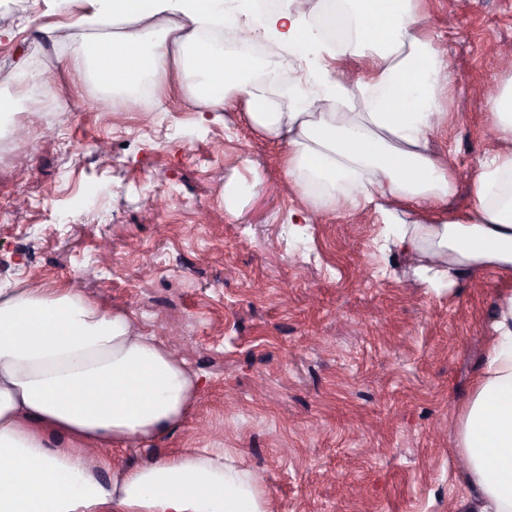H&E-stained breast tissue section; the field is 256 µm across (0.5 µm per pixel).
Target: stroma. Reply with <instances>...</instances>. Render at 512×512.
<instances>
[{
    "label": "stroma",
    "instance_id": "1",
    "mask_svg": "<svg viewBox=\"0 0 512 512\" xmlns=\"http://www.w3.org/2000/svg\"><path fill=\"white\" fill-rule=\"evenodd\" d=\"M419 6L458 76L434 146L458 176L446 209L461 214L492 149L491 109L471 89L512 80L498 53L512 0ZM58 20L0 0V92H14L22 59L62 91L0 124V289L76 288L131 312L201 379L184 423L114 457L224 449L271 512H453L457 420L512 276L424 287L373 209L311 210L245 99L201 114L173 77L160 112L107 98L58 64L83 29L63 28V44L39 36Z\"/></svg>",
    "mask_w": 512,
    "mask_h": 512
}]
</instances>
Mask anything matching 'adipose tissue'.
<instances>
[{
    "label": "adipose tissue",
    "mask_w": 512,
    "mask_h": 512,
    "mask_svg": "<svg viewBox=\"0 0 512 512\" xmlns=\"http://www.w3.org/2000/svg\"><path fill=\"white\" fill-rule=\"evenodd\" d=\"M89 33L59 62L109 92L158 89L169 70L188 107L219 112L246 98L249 119L287 147V172L313 208L374 207L393 248L417 260L425 287L465 273L512 274V83L491 99L492 134L471 182L469 214L406 222L400 207L428 212L455 190L457 174L431 143L448 122L443 100L457 76L428 36L419 0H340L348 25L339 45L309 23L298 0H84ZM212 23L243 25L285 60L225 54L203 40ZM355 63L363 78L351 81ZM301 93L277 96L282 68ZM22 95L0 94V118L49 84L16 64ZM199 382L185 359L131 315L91 303L74 288L0 289V512H269L254 476L225 453H158L114 467L108 449L140 445L182 424ZM457 444L467 464L456 512H512V293L501 295L484 369L466 404ZM111 470L101 480L100 470Z\"/></svg>",
    "instance_id": "obj_1"
}]
</instances>
